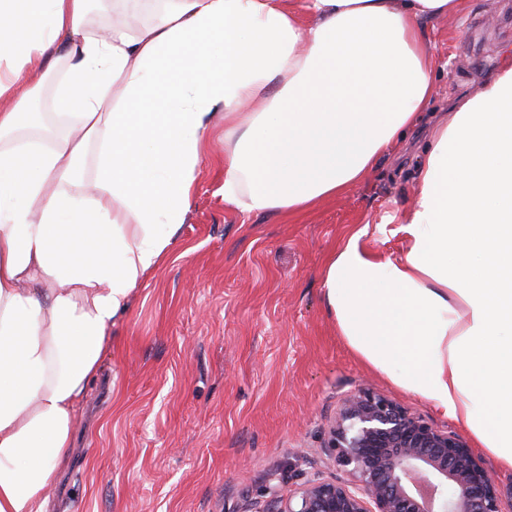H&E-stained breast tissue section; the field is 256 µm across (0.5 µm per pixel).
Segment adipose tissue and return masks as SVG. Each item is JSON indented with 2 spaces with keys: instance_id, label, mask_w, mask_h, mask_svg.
<instances>
[{
  "instance_id": "ef3b65f1",
  "label": "adipose tissue",
  "mask_w": 512,
  "mask_h": 512,
  "mask_svg": "<svg viewBox=\"0 0 512 512\" xmlns=\"http://www.w3.org/2000/svg\"><path fill=\"white\" fill-rule=\"evenodd\" d=\"M0 0V512H48L113 325L170 255L216 122L224 201L361 183L434 92L422 23L466 0ZM220 63H212L213 54ZM54 81L51 122L28 108ZM98 156L92 179L82 171ZM400 258L353 235L323 296L351 348L512 469V65L430 133Z\"/></svg>"
}]
</instances>
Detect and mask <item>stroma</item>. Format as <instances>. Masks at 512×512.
Here are the masks:
<instances>
[{"label":"stroma","mask_w":512,"mask_h":512,"mask_svg":"<svg viewBox=\"0 0 512 512\" xmlns=\"http://www.w3.org/2000/svg\"><path fill=\"white\" fill-rule=\"evenodd\" d=\"M424 28L436 116L512 64V0H468ZM427 145L426 128L409 133L362 183L288 219L225 204L216 125L172 253L112 328L48 512H265L310 478H345L329 429L361 388L458 435L499 489L511 487L512 469L466 427L360 359L323 299L325 262L353 233L378 257L406 251L400 227Z\"/></svg>","instance_id":"1"}]
</instances>
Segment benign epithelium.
Instances as JSON below:
<instances>
[{
  "label": "benign epithelium",
  "mask_w": 512,
  "mask_h": 512,
  "mask_svg": "<svg viewBox=\"0 0 512 512\" xmlns=\"http://www.w3.org/2000/svg\"><path fill=\"white\" fill-rule=\"evenodd\" d=\"M327 447L349 479H310L267 512H503L465 442L371 389L344 399Z\"/></svg>",
  "instance_id": "1"
}]
</instances>
